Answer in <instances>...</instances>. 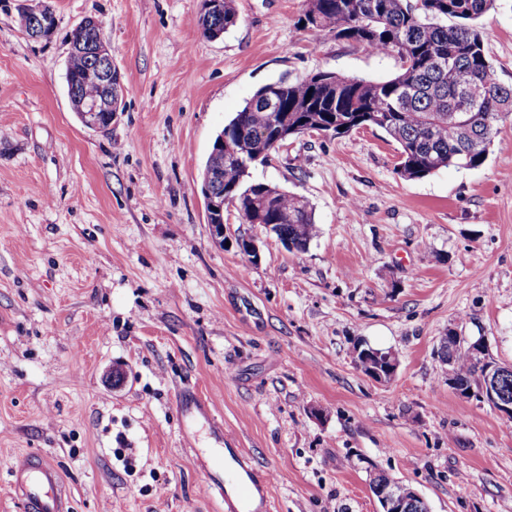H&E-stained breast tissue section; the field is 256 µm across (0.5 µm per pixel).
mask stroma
<instances>
[{
	"label": "stroma",
	"instance_id": "stroma-1",
	"mask_svg": "<svg viewBox=\"0 0 512 512\" xmlns=\"http://www.w3.org/2000/svg\"><path fill=\"white\" fill-rule=\"evenodd\" d=\"M49 3L36 41L0 0V512H21L8 472L32 453L70 512H224L198 460L227 435L279 512H380L374 468L431 512H512V420L437 356L458 330L512 364V119L482 166L410 181L379 129L288 140L251 178L303 197L316 236L287 250L228 205L220 245L201 173L246 100L322 70L383 80L395 57L302 29L304 0H236L217 40L203 0ZM88 17L122 76L106 132L65 81ZM481 25L512 86V0ZM362 342L396 353L390 383L356 367Z\"/></svg>",
	"mask_w": 512,
	"mask_h": 512
}]
</instances>
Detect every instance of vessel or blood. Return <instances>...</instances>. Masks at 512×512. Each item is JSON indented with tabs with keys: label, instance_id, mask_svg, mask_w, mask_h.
Returning a JSON list of instances; mask_svg holds the SVG:
<instances>
[{
	"label": "vessel or blood",
	"instance_id": "obj_1",
	"mask_svg": "<svg viewBox=\"0 0 512 512\" xmlns=\"http://www.w3.org/2000/svg\"><path fill=\"white\" fill-rule=\"evenodd\" d=\"M223 473L214 482L224 512H275L270 495L272 475L257 468L245 449L225 441ZM10 489L24 512H65V490L51 457L31 454L11 469Z\"/></svg>",
	"mask_w": 512,
	"mask_h": 512
}]
</instances>
